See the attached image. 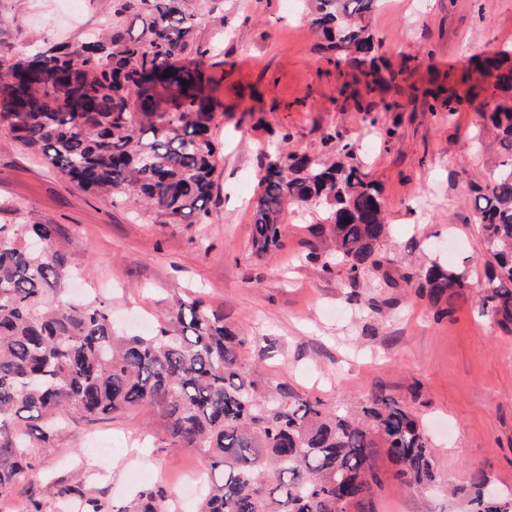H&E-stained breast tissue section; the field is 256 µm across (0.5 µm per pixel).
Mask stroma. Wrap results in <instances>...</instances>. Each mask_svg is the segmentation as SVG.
Returning a JSON list of instances; mask_svg holds the SVG:
<instances>
[{
    "mask_svg": "<svg viewBox=\"0 0 512 512\" xmlns=\"http://www.w3.org/2000/svg\"><path fill=\"white\" fill-rule=\"evenodd\" d=\"M188 6L214 79L209 223L105 201L0 131V224L54 225L76 283L59 304L102 301L116 328L139 334L158 327L177 299L197 298L246 336L244 355L268 384H288L329 409L378 392L406 406L427 427L442 485L385 493L376 512H465L477 467L491 487L512 493V334L477 298L440 319L419 291V273L433 262L466 270L474 288L488 271L474 196L501 160L499 141L479 135L480 104L432 111L423 93L459 84L477 56L512 49V0H384L368 25L397 80L371 98L394 103L390 112L358 111L344 89L350 67L317 51L319 38L292 0ZM145 16L141 0H81L75 18L62 0H0V47L77 43L115 22L137 33ZM284 130L289 151L330 162L341 156L326 152L322 137L338 131L380 191L390 234L377 267L357 282L317 234V214L290 205L283 246L260 255L252 248L260 164ZM313 246L330 272L306 261ZM29 455L31 469L0 496V512H22L31 497L45 512H77L54 497L58 481L117 508L161 486L189 512L206 478L141 407L98 419L66 413L62 433Z\"/></svg>",
    "mask_w": 512,
    "mask_h": 512,
    "instance_id": "35a3bbf8",
    "label": "stroma"
}]
</instances>
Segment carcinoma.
<instances>
[{
  "mask_svg": "<svg viewBox=\"0 0 512 512\" xmlns=\"http://www.w3.org/2000/svg\"><path fill=\"white\" fill-rule=\"evenodd\" d=\"M149 2V23L138 35L112 27L92 41L53 46L37 63L0 51V130L85 190L205 223L217 167L208 50L181 63L195 15L186 0ZM309 2L322 50L376 78L380 45L366 18L381 0ZM479 89L512 92L511 49L485 58ZM486 120L500 136L503 160L477 187L481 236L494 260L478 292L482 310L512 331V107L500 104ZM258 186L255 253L283 246L285 206L304 204L324 214L351 282L377 264L389 224L378 188L358 168L276 152L261 165ZM69 266L53 225L0 226V494L32 467L27 435L11 433L21 413L46 420L38 434L46 443L62 410L104 416L133 406L152 410L172 444L201 457L209 484L197 512H375L389 487L436 486L429 437L391 397L374 393L354 412H332L286 385L268 386L243 355L247 338L198 299L168 309L153 336L122 334L100 303L53 302ZM424 280L439 319L468 299L461 272L434 263ZM487 483L483 470L472 471L474 512H512L511 497L485 499ZM117 512L176 506L156 487Z\"/></svg>",
  "mask_w": 512,
  "mask_h": 512,
  "instance_id": "obj_1",
  "label": "carcinoma"
}]
</instances>
